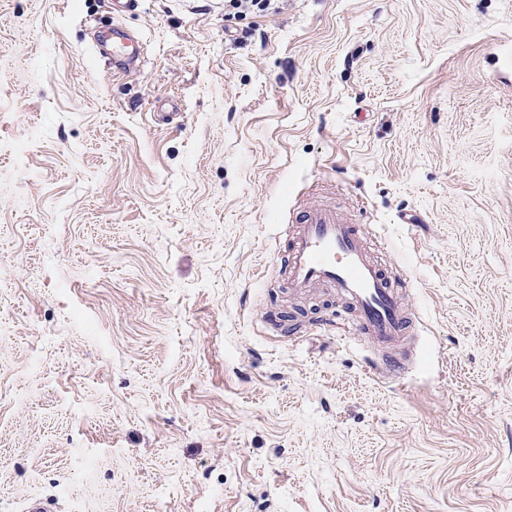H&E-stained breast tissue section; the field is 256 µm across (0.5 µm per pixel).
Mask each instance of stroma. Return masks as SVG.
<instances>
[{"label":"stroma","mask_w":512,"mask_h":512,"mask_svg":"<svg viewBox=\"0 0 512 512\" xmlns=\"http://www.w3.org/2000/svg\"><path fill=\"white\" fill-rule=\"evenodd\" d=\"M317 199L410 280L399 380L288 295ZM49 497L512 512V0H0V512Z\"/></svg>","instance_id":"stroma-1"}]
</instances>
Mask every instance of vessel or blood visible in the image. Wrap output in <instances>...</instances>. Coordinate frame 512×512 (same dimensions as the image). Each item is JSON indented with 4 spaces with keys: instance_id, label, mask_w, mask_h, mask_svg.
<instances>
[{
    "instance_id": "1",
    "label": "vessel or blood",
    "mask_w": 512,
    "mask_h": 512,
    "mask_svg": "<svg viewBox=\"0 0 512 512\" xmlns=\"http://www.w3.org/2000/svg\"><path fill=\"white\" fill-rule=\"evenodd\" d=\"M295 222L284 267L290 291L302 297L337 293L356 335L387 346L409 336L414 320L401 298L404 281L372 259L345 213L318 201Z\"/></svg>"
}]
</instances>
